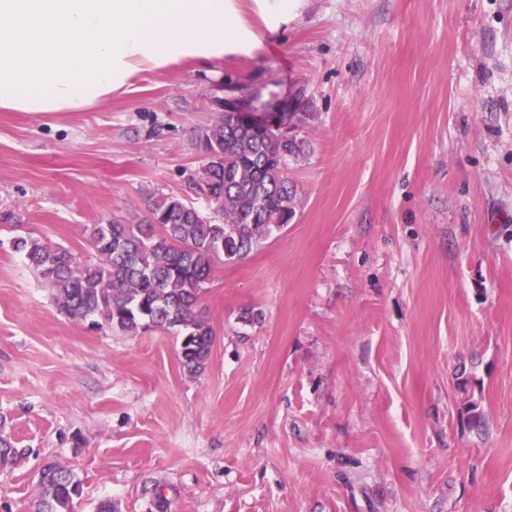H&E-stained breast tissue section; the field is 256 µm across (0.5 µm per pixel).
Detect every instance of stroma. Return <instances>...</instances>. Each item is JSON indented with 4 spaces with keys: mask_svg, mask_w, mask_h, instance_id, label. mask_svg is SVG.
Returning a JSON list of instances; mask_svg holds the SVG:
<instances>
[{
    "mask_svg": "<svg viewBox=\"0 0 512 512\" xmlns=\"http://www.w3.org/2000/svg\"><path fill=\"white\" fill-rule=\"evenodd\" d=\"M262 40L79 112L0 111V434L21 452L0 512H29L49 461L81 481L74 512H512V0H306ZM261 84L305 92L296 214L217 266L204 373L175 333L60 313L14 225L93 262L86 225L163 194L205 208L196 135Z\"/></svg>",
    "mask_w": 512,
    "mask_h": 512,
    "instance_id": "stroma-1",
    "label": "stroma"
}]
</instances>
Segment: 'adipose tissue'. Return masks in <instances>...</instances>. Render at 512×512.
<instances>
[{"label": "adipose tissue", "instance_id": "adipose-tissue-1", "mask_svg": "<svg viewBox=\"0 0 512 512\" xmlns=\"http://www.w3.org/2000/svg\"><path fill=\"white\" fill-rule=\"evenodd\" d=\"M305 0H0V109L76 112L180 61L254 56ZM257 15L253 26L248 14Z\"/></svg>", "mask_w": 512, "mask_h": 512}]
</instances>
